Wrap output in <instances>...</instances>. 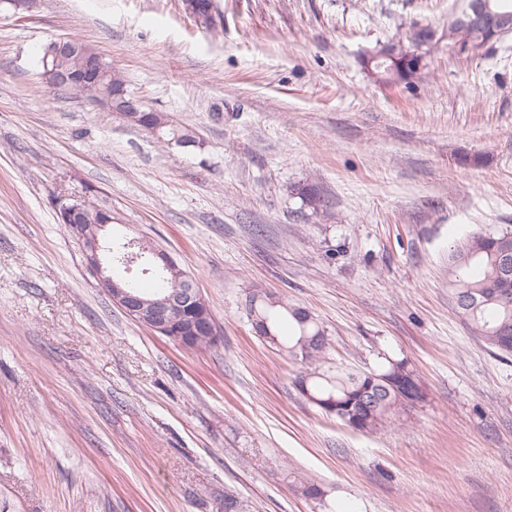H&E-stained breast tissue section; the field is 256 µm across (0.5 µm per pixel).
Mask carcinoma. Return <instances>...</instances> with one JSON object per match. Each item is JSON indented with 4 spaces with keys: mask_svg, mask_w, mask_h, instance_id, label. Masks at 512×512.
<instances>
[{
    "mask_svg": "<svg viewBox=\"0 0 512 512\" xmlns=\"http://www.w3.org/2000/svg\"><path fill=\"white\" fill-rule=\"evenodd\" d=\"M485 39L481 30L467 31L462 36L452 29L448 31V43L452 46L460 42L476 48ZM293 192L314 213L327 216L315 186L299 185ZM506 252L512 253V231H473L448 254V276L453 298L466 299L458 310L471 330L500 353L512 355V293L505 297L501 292ZM172 278L168 272L158 275V286L152 293L143 291L134 277L131 287L145 298H158L172 287ZM245 311L250 322L262 327L264 341L305 365L296 380L303 396L355 431L383 430L420 398V391L410 394L396 385L400 375L407 372L403 360L389 359L379 369L368 371L324 366L325 329L303 307L284 301L273 304L267 291L254 288L246 296ZM283 318L291 324V334L286 338L278 332Z\"/></svg>",
    "mask_w": 512,
    "mask_h": 512,
    "instance_id": "1",
    "label": "carcinoma"
}]
</instances>
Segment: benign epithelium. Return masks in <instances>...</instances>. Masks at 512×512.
<instances>
[{
  "label": "benign epithelium",
  "mask_w": 512,
  "mask_h": 512,
  "mask_svg": "<svg viewBox=\"0 0 512 512\" xmlns=\"http://www.w3.org/2000/svg\"><path fill=\"white\" fill-rule=\"evenodd\" d=\"M448 23L452 28L461 31L478 27L497 34L502 33L504 27L502 17L478 0H472L463 8L453 12L448 17ZM434 39L435 33L430 26L417 25L412 27L405 37L383 45L380 55L391 61V71L398 81L411 84L425 68V56L420 53V49L431 45ZM53 45L60 55H67L77 50L67 37L54 40ZM77 51L80 52L81 65L74 75L57 71L49 59H44L45 76L52 77L50 87L60 89L77 83L86 89L94 90L105 85V82L110 79L112 80V89L99 95L95 102L120 114L130 124L147 129L149 133L157 137L160 136L161 129L167 126V123L154 121L146 124L141 121V109L129 99L124 80L116 74L109 75L102 56L85 44ZM98 203L100 200L85 195L62 199L57 202V208L72 217L83 209ZM73 230L86 268L110 296L113 303L122 308L128 316L153 332L185 347L190 346L192 341V337L188 336V333L202 329L214 331L213 317L208 313L203 314L200 320L188 329L173 327L172 317L175 312L185 308L207 306L206 299L196 287L193 278L186 274L182 275L174 288L170 289L162 298L147 302L112 277L110 272L112 243L106 234L107 225L75 224Z\"/></svg>",
  "instance_id": "benign-epithelium-1"
}]
</instances>
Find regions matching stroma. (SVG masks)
I'll use <instances>...</instances> for the list:
<instances>
[{
    "label": "stroma",
    "mask_w": 512,
    "mask_h": 512,
    "mask_svg": "<svg viewBox=\"0 0 512 512\" xmlns=\"http://www.w3.org/2000/svg\"><path fill=\"white\" fill-rule=\"evenodd\" d=\"M212 3L213 27L185 0L0 6V512H224L228 489L246 512H512V356L448 285L455 240L512 230V35L456 54L464 0ZM418 24L420 78L377 82L363 57ZM73 35L195 145L47 88L43 49ZM88 191L115 239L194 276L215 344L152 332L87 273L56 202ZM253 288L312 312L331 365L407 361L423 399L380 433L327 415L255 334Z\"/></svg>",
    "instance_id": "obj_1"
}]
</instances>
